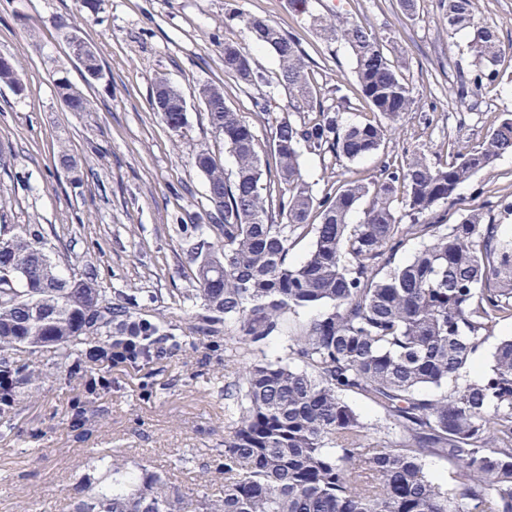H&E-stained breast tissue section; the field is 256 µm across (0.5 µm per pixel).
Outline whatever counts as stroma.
<instances>
[{
    "instance_id": "obj_1",
    "label": "stroma",
    "mask_w": 512,
    "mask_h": 512,
    "mask_svg": "<svg viewBox=\"0 0 512 512\" xmlns=\"http://www.w3.org/2000/svg\"><path fill=\"white\" fill-rule=\"evenodd\" d=\"M232 6L271 19L299 40L324 105L347 97L344 123L372 114L359 99L349 49L320 38L312 16L365 23L413 89L415 110L379 151L355 160L304 153L303 174L315 194L418 151L449 162L512 114V55L502 56L495 82L466 102L456 98L458 74L473 69L472 35L446 32L441 0H418L411 16L397 0H310L306 15L287 0H102L93 17L80 0H0V54L15 60L25 87L18 95L0 85V232L42 226L54 254L92 262L102 287L139 289L142 300H153L183 329L189 321L179 298L194 286L186 249L197 236L220 237L204 218L205 178L191 157L206 150L225 171L235 169L198 98L199 84L221 86L226 104L253 120L260 143L271 137L269 120L255 117L249 90L224 72L221 44L246 40L240 25L225 18ZM64 18L97 50L102 79L87 82L59 27ZM60 70L90 100L91 111L63 105L53 86ZM160 76L186 100L187 124L177 134L152 110ZM62 147L76 171L58 167ZM510 201L512 153H506L436 211L456 224L478 210L512 230V214L499 209ZM33 359L48 377L39 398L24 403L14 430L0 434V512H17L21 491L30 512H66L82 477L102 475L89 468L91 457L111 448L123 452L131 470L170 472L186 449H198L204 459L224 446V400L217 391L231 379L225 353L208 362L186 351L136 375L112 370L105 374L108 388L90 397L56 374L49 353ZM80 397L85 425L77 433L71 405Z\"/></svg>"
}]
</instances>
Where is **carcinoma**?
I'll return each mask as SVG.
<instances>
[{
	"label": "carcinoma",
	"instance_id": "obj_1",
	"mask_svg": "<svg viewBox=\"0 0 512 512\" xmlns=\"http://www.w3.org/2000/svg\"><path fill=\"white\" fill-rule=\"evenodd\" d=\"M228 19L278 62L269 76L241 44L224 41V73L258 91L255 111L269 114L281 87L293 108L315 117L276 123L265 150L221 87L199 86L236 166L228 174L206 151L192 157L206 180L207 217L223 239L188 244L195 288L181 299L191 302L189 336L176 334L163 313L144 310L136 288L108 301L95 266L65 273L43 229L0 238V426L11 428L20 404L37 398L47 378L23 357L31 350L52 352L56 370L89 396L107 385L93 375L96 366L140 371L186 347L227 349L237 368L219 390L224 449L199 468L194 453L181 466L198 470L206 485L224 481L222 491L189 498L173 475L129 472L114 450L91 461L103 475L83 486L74 512H512V337L499 343L487 373L466 379L486 336L512 320V237L479 211L443 224L433 210L512 152V117L449 163L415 152L318 197L304 179L301 149L349 160L378 151L415 106L413 89L366 24L314 19L316 31L350 49L361 100L378 117L345 125L323 105L294 37L234 9ZM443 24L473 30L474 69L456 89L464 100L497 79L506 48L496 26L476 21V0H447ZM55 88L76 111H91L70 81ZM159 98L163 123L178 124L179 95L154 88L156 112ZM299 229L314 242L291 262L290 234ZM414 239L422 249L395 264ZM314 307L325 311L290 325V316ZM276 342L286 356L265 355ZM450 381V391L426 393ZM346 392L382 411L384 435L360 421ZM428 457L454 466V487L429 475Z\"/></svg>",
	"mask_w": 512,
	"mask_h": 512
}]
</instances>
